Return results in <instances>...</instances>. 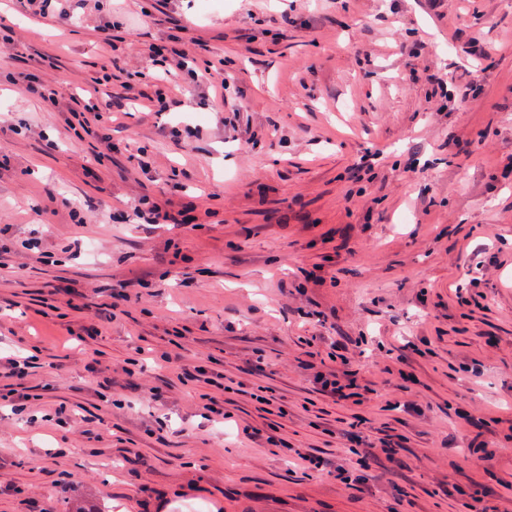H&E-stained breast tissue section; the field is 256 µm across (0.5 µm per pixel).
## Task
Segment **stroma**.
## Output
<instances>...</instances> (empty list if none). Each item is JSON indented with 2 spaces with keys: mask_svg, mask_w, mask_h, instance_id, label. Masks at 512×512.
<instances>
[{
  "mask_svg": "<svg viewBox=\"0 0 512 512\" xmlns=\"http://www.w3.org/2000/svg\"><path fill=\"white\" fill-rule=\"evenodd\" d=\"M152 3L0 0V357H39L26 411L0 401V512L76 480L103 512H512V0H167L225 99L175 68L169 110L76 135L96 78L154 93ZM431 73L478 103L439 111ZM145 195L192 222L143 223ZM345 361L336 403L316 375ZM198 365L236 382L223 415ZM103 81L108 83L109 77L105 76L102 80L99 79L98 81H95L96 86L93 87V90H82V93H77L70 97L72 103L79 107L82 106V110L70 108V112H72L73 117L78 121L79 126L86 131H89L88 128L91 126V122L87 114L91 115L93 113V120L96 122L103 119V115L97 111L100 110L98 104L93 102L94 99H97L96 96L99 93V88L97 86L102 85L100 82Z\"/></svg>",
  "mask_w": 512,
  "mask_h": 512,
  "instance_id": "1",
  "label": "stroma"
}]
</instances>
